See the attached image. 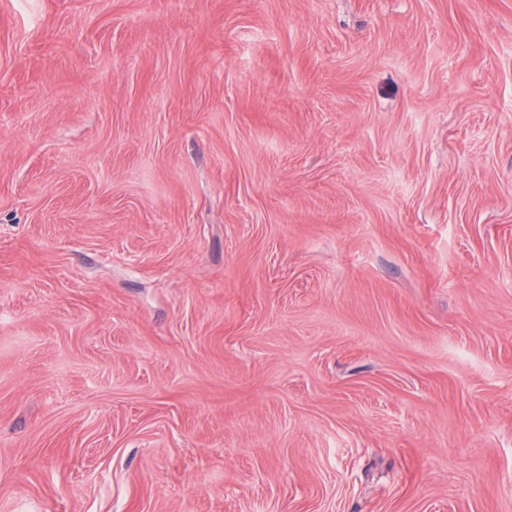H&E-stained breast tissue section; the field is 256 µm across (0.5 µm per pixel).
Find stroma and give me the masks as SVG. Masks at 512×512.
<instances>
[{"label": "stroma", "instance_id": "obj_1", "mask_svg": "<svg viewBox=\"0 0 512 512\" xmlns=\"http://www.w3.org/2000/svg\"><path fill=\"white\" fill-rule=\"evenodd\" d=\"M0 512H512V0H0Z\"/></svg>", "mask_w": 512, "mask_h": 512}]
</instances>
